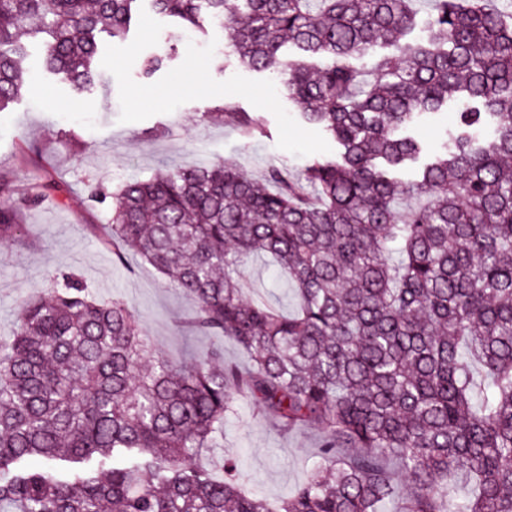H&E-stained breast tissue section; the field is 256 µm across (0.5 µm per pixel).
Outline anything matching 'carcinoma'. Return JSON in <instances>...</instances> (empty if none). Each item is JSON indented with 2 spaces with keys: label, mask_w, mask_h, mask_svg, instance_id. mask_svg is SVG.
I'll return each mask as SVG.
<instances>
[{
  "label": "carcinoma",
  "mask_w": 512,
  "mask_h": 512,
  "mask_svg": "<svg viewBox=\"0 0 512 512\" xmlns=\"http://www.w3.org/2000/svg\"><path fill=\"white\" fill-rule=\"evenodd\" d=\"M141 0H0V111L27 88L21 37L76 94ZM195 27L232 28L229 55L274 75L300 118L336 143L300 176L236 166L159 171L108 203L105 244L140 256L195 305L212 348L174 364L128 302L73 275L22 302L0 353V512H512V21L483 0H148ZM387 49L366 72L350 58ZM452 114L428 155L418 129ZM240 134L263 128L238 115ZM0 201V239L65 191L46 176ZM399 198L425 203L398 212ZM268 258L296 311L250 292ZM289 430L319 424L320 463L284 501L247 492L212 447L237 398ZM352 453L340 455V449ZM451 474L473 483L455 497Z\"/></svg>",
  "instance_id": "1"
}]
</instances>
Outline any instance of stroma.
<instances>
[{
	"label": "stroma",
	"mask_w": 512,
	"mask_h": 512,
	"mask_svg": "<svg viewBox=\"0 0 512 512\" xmlns=\"http://www.w3.org/2000/svg\"><path fill=\"white\" fill-rule=\"evenodd\" d=\"M100 40L96 92L76 98L43 69L40 44L33 41L28 89L0 112V178L21 190L50 175L67 187L26 210L20 229L0 241V343L9 342L29 293L47 288L49 275L72 273L97 296L128 300L146 321L157 352L184 364L207 351L213 338L187 329L191 302L166 288L152 267L133 254L114 260L102 243L105 208L91 202V189L114 192L161 169L220 159L253 178L273 165L300 175L335 145L299 118L269 75L228 55L227 33L210 19L185 27L145 4L126 38L104 34ZM153 55L164 56L166 65L147 79L142 62ZM215 112L225 113V120H212ZM236 112L260 114L263 132L243 138L232 118ZM27 143L39 152L25 159L20 148ZM321 436L318 424L282 431L241 400L216 435L215 453L234 457L247 489L275 503L304 481Z\"/></svg>",
	"instance_id": "35a3bbf8"
}]
</instances>
